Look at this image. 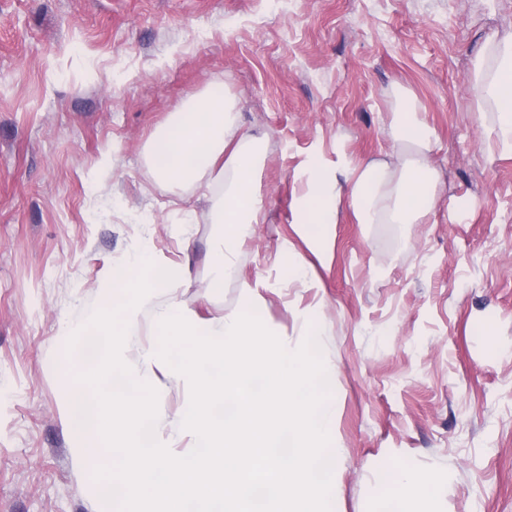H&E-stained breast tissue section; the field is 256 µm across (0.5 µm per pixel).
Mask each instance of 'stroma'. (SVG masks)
<instances>
[{"label": "stroma", "instance_id": "stroma-1", "mask_svg": "<svg viewBox=\"0 0 512 512\" xmlns=\"http://www.w3.org/2000/svg\"><path fill=\"white\" fill-rule=\"evenodd\" d=\"M512 36V0H0V512H109L76 449L62 323L150 242L179 288L154 289L124 349L184 416L185 378L144 365L156 311L199 328L246 305L289 349L306 319L338 404L337 512H376L385 467L427 475L410 512H512V150L478 104L474 67ZM228 95L261 147L265 221L212 287L233 171L157 179L150 154L191 97ZM430 132L438 173L414 224L358 223L348 198L323 241L300 223L307 167L343 156L401 172L397 112ZM306 276L281 279L288 261Z\"/></svg>", "mask_w": 512, "mask_h": 512}]
</instances>
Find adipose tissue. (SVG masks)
Here are the masks:
<instances>
[{
	"label": "adipose tissue",
	"mask_w": 512,
	"mask_h": 512,
	"mask_svg": "<svg viewBox=\"0 0 512 512\" xmlns=\"http://www.w3.org/2000/svg\"><path fill=\"white\" fill-rule=\"evenodd\" d=\"M482 98L494 109L499 140L512 147V40L498 45L494 74L479 84ZM231 99L207 96L195 100L187 118L175 121L157 135L151 154V166L164 181L196 183L224 158L235 163L231 186L224 194L221 222L224 237L211 255L217 274L232 266L233 250L243 240L251 225L259 223L262 200L252 188L254 168L250 162L257 146L251 141H235ZM401 138L411 150V157L400 181H393L387 165L370 163L357 169L350 193H343L340 183L331 176L327 163L309 171V189L301 198V224L306 234L320 238L326 226L334 223L337 202L348 195L359 223L394 224L401 219L418 220L428 210L434 193V171L427 159L429 136L425 128L400 113ZM430 482L421 475L389 465L383 480L379 512H407L406 493L426 495Z\"/></svg>",
	"instance_id": "adipose-tissue-1"
}]
</instances>
